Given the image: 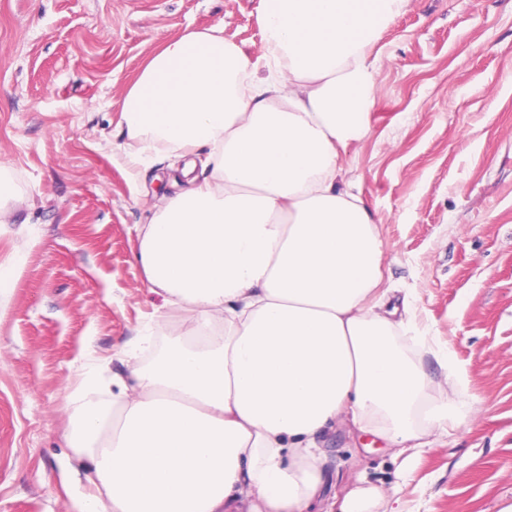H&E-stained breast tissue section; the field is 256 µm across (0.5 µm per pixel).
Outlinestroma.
I'll use <instances>...</instances> for the list:
<instances>
[{"mask_svg":"<svg viewBox=\"0 0 512 512\" xmlns=\"http://www.w3.org/2000/svg\"><path fill=\"white\" fill-rule=\"evenodd\" d=\"M260 0H0V165L17 198L0 213V265L20 273L0 317V512H75L66 398L86 353L121 354L163 304L136 260L149 210L184 164L157 146L139 178L119 103L163 44L217 28L257 55ZM379 54L369 134L343 180L383 242V287L410 297L481 402L477 422L395 455L325 432L317 512L357 487L409 512L512 504V0H411Z\"/></svg>","mask_w":512,"mask_h":512,"instance_id":"obj_1","label":"stroma"}]
</instances>
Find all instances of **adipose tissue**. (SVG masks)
Masks as SVG:
<instances>
[{
	"mask_svg": "<svg viewBox=\"0 0 512 512\" xmlns=\"http://www.w3.org/2000/svg\"><path fill=\"white\" fill-rule=\"evenodd\" d=\"M407 3L262 0L258 55L187 31L127 89L129 164L163 143L207 150L209 172L186 162V189L140 230L155 319L182 312L179 333L137 337L128 374L91 353L77 370L79 512H308L325 431L419 448L477 417L459 368L427 378L432 341L382 290L383 243L337 183L370 131L368 48Z\"/></svg>",
	"mask_w": 512,
	"mask_h": 512,
	"instance_id": "1",
	"label": "adipose tissue"
}]
</instances>
